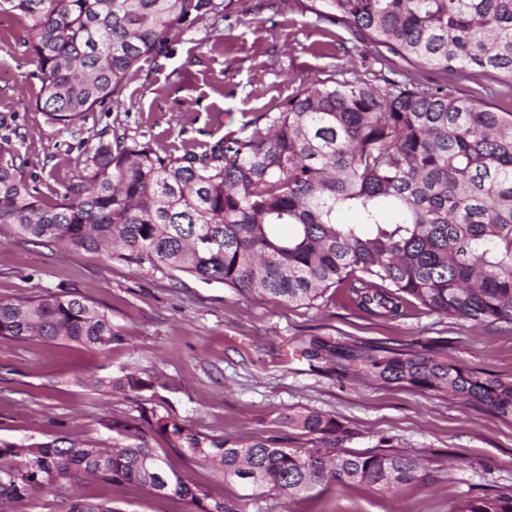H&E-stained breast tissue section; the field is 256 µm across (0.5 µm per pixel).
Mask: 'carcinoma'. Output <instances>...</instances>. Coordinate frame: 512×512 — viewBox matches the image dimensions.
<instances>
[{"label": "carcinoma", "mask_w": 512, "mask_h": 512, "mask_svg": "<svg viewBox=\"0 0 512 512\" xmlns=\"http://www.w3.org/2000/svg\"><path fill=\"white\" fill-rule=\"evenodd\" d=\"M233 2L0 0V14L25 19V43L40 63L36 109L67 129L118 95L189 18L220 17ZM297 2L301 16L345 28L411 67L512 84V0ZM86 167L85 181L48 202L1 137L0 228L273 302L311 305L334 287L368 317L397 318L418 305L471 327L512 324V112L446 81L388 80L381 89L356 77L320 80L235 138L173 153L122 134L99 141ZM345 211L356 222H343ZM20 336L99 350L122 341L105 310L66 291L0 299V338ZM301 355L331 363L341 382L415 388L512 418V377L470 367L443 344L313 338ZM86 386L109 395L153 382L130 371ZM284 422L327 449L208 435L145 411L104 423L110 448L65 437L0 441V500L68 490L87 476L175 497L183 512H246L248 491L294 501L322 482L393 492L429 477L413 454L336 447L353 432L323 413L291 410ZM146 425L245 494L215 498L185 481L150 445ZM68 500V512H123L73 493ZM450 512H512V493L464 495Z\"/></svg>", "instance_id": "carcinoma-1"}]
</instances>
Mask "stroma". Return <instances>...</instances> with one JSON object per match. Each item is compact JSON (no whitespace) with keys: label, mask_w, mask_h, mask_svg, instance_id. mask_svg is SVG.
Returning <instances> with one entry per match:
<instances>
[{"label":"stroma","mask_w":512,"mask_h":512,"mask_svg":"<svg viewBox=\"0 0 512 512\" xmlns=\"http://www.w3.org/2000/svg\"><path fill=\"white\" fill-rule=\"evenodd\" d=\"M25 24L0 17V136L27 162L40 195L52 200L88 175L85 162L99 140L116 134L174 151L238 134L312 82L339 74L382 84L390 70L384 48L355 40L347 30L301 17L296 0H235L227 17L187 23L161 53L142 61L117 100H106L68 130L35 109L40 66L24 45ZM459 92L512 112V85L456 79ZM66 287L106 310L122 342L99 350L73 343L0 339V439L17 444L67 437L111 443L102 421L153 411L195 431L241 440L262 434L291 448H309L282 417L315 410L351 429L353 452L419 456L427 484L409 483L396 495L367 485L322 483L295 501L264 493L247 512H448L464 495L512 490V419L454 399L407 387L337 381L295 351L312 337L397 345L448 343L450 355L472 367L512 375V326L465 328L453 318L410 308L405 317H366L328 289L312 305L244 297L221 283L206 284L165 270L138 272L107 257L34 244L13 236L0 242V298L46 297ZM135 371L152 389L106 396L89 376ZM154 448L187 481L213 495L239 488L216 470L195 464L150 433ZM82 493L114 501L123 512H182L181 502L134 485L86 479Z\"/></svg>","instance_id":"1"}]
</instances>
